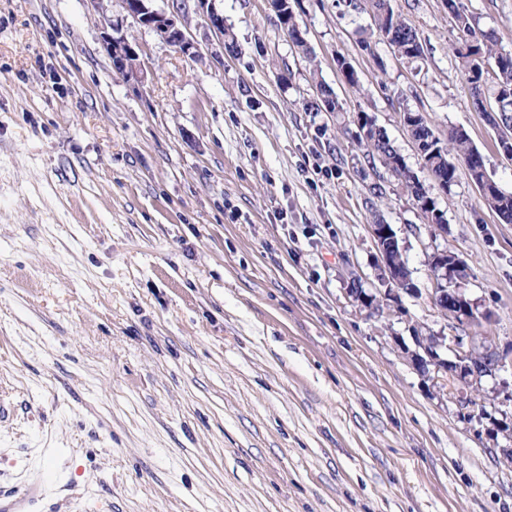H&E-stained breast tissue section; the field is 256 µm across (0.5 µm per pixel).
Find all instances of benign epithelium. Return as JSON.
<instances>
[{"label":"benign epithelium","mask_w":512,"mask_h":512,"mask_svg":"<svg viewBox=\"0 0 512 512\" xmlns=\"http://www.w3.org/2000/svg\"><path fill=\"white\" fill-rule=\"evenodd\" d=\"M90 2L101 14L103 46L111 59L113 69L127 81L144 83L147 74L140 61V46L114 34L117 24L107 16L106 0ZM122 5L128 15L186 57L194 58L198 55L197 43L191 37L186 24L187 16L192 13L203 18L219 43H224V14L216 7L215 0H184L186 9L174 13L157 7L156 0H122ZM411 197L428 223L441 233L448 232L443 216L432 209L428 193H413ZM372 236L383 266L385 291L377 295H365L357 288L350 289L354 299L366 307L380 300L396 299L400 290L410 293L415 291L411 283V271L399 259L403 246L391 225H372ZM429 267L434 285L431 292L434 306L442 314L458 322L481 328L486 315L477 309L460 288L451 287V284H458L470 276L468 264L458 255L442 250L430 256ZM486 340L485 336L479 342L474 336H418L416 342L419 350L411 354V360L418 371L432 382L446 379L462 385L455 401L463 419L468 421L475 417V402L481 392V379L506 365V356L494 348L487 349ZM446 346L451 348L454 359L445 360L439 357L438 350Z\"/></svg>","instance_id":"benign-epithelium-1"}]
</instances>
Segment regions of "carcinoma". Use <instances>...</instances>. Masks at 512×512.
Wrapping results in <instances>:
<instances>
[{"instance_id": "obj_1", "label": "carcinoma", "mask_w": 512, "mask_h": 512, "mask_svg": "<svg viewBox=\"0 0 512 512\" xmlns=\"http://www.w3.org/2000/svg\"><path fill=\"white\" fill-rule=\"evenodd\" d=\"M366 2L379 35L390 37L389 45L394 52L407 60L420 58L422 47L415 31L405 19L395 13L391 0H366ZM447 5L456 21L461 41L465 44L473 43L471 50L458 52L469 90L489 91L495 94L494 114L505 129L512 128V53L493 51L491 34L476 29L470 18L460 11L456 0H448ZM489 74L493 78L491 88L488 87L487 82ZM360 145L366 149L369 156L386 155L389 158L386 167L407 188L412 189L420 185V182L416 181V175L405 165L401 155L385 133H379L375 140L362 141ZM473 152L474 147L471 146L468 137L458 130H451L448 132V145L444 146L443 152L437 155L438 161L433 171L445 179H453L456 176V163L470 161ZM483 204L500 220L512 223L511 193L507 194L500 190L486 197Z\"/></svg>"}]
</instances>
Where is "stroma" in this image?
<instances>
[{
	"label": "stroma",
	"mask_w": 512,
	"mask_h": 512,
	"mask_svg": "<svg viewBox=\"0 0 512 512\" xmlns=\"http://www.w3.org/2000/svg\"><path fill=\"white\" fill-rule=\"evenodd\" d=\"M302 54L267 0H217L199 55L126 15L144 84L112 68L91 0H0V497L54 472L32 512H512L493 391L467 421L413 368L415 339L466 336L432 304L429 258L512 350V224L465 165L428 178L403 125L466 132L512 193V159L472 105L446 0H392L422 47L379 36L364 0H291ZM512 53V0H461ZM351 63L350 87L337 65ZM340 111L310 110L318 83ZM371 116L447 232L359 144ZM390 224L415 294L382 309L370 233ZM410 193L416 208L427 219L428 223L432 224L436 230L441 233L447 232L448 226L443 216L438 213L437 210L432 211L433 206L428 192L418 194H414L413 192Z\"/></svg>",
	"instance_id": "obj_1"
}]
</instances>
